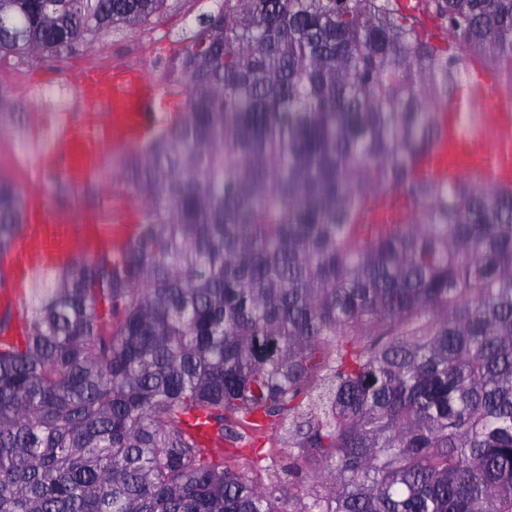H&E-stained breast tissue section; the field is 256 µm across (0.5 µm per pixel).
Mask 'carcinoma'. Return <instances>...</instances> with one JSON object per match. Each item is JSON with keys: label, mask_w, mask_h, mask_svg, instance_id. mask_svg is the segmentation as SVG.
I'll return each mask as SVG.
<instances>
[{"label": "carcinoma", "mask_w": 512, "mask_h": 512, "mask_svg": "<svg viewBox=\"0 0 512 512\" xmlns=\"http://www.w3.org/2000/svg\"><path fill=\"white\" fill-rule=\"evenodd\" d=\"M0 1V60L59 62L182 2ZM418 2L204 3L121 174L136 239L43 272L0 347V512H512V190L411 170L472 61L512 76V0ZM388 192L408 223L355 236ZM23 224L0 181V255Z\"/></svg>", "instance_id": "cac0c4a2"}]
</instances>
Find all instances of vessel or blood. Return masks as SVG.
<instances>
[{
  "label": "vessel or blood",
  "instance_id": "vessel-or-blood-1",
  "mask_svg": "<svg viewBox=\"0 0 512 512\" xmlns=\"http://www.w3.org/2000/svg\"><path fill=\"white\" fill-rule=\"evenodd\" d=\"M474 78L459 98L440 115V135L431 149L416 157V177L450 183L476 174L495 186H512V99L498 92L496 72L473 62ZM160 85L120 64L95 67L77 83L84 116L66 121L52 144L41 153L40 165L49 175L71 187L92 182L101 169L103 146L123 150L147 142L157 127L155 103ZM477 116V130L491 132L492 151L476 149L463 128ZM412 210L401 195L372 199L363 220L368 224H399ZM133 208L99 210L79 220L74 208L40 203L27 213V222L11 250L0 258V310L19 308L32 275L48 267L69 266L75 249L87 253L118 250L130 240Z\"/></svg>",
  "mask_w": 512,
  "mask_h": 512
}]
</instances>
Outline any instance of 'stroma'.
Masks as SVG:
<instances>
[{"instance_id":"stroma-1","label":"stroma","mask_w":512,"mask_h":512,"mask_svg":"<svg viewBox=\"0 0 512 512\" xmlns=\"http://www.w3.org/2000/svg\"><path fill=\"white\" fill-rule=\"evenodd\" d=\"M191 18L184 9L132 33L100 36L62 66L16 58L0 64V89L8 92L13 106L10 119L0 122V180L16 185L23 197L39 195L55 204H68L84 216L94 215L98 205L108 201L146 208V200L120 181L123 156L112 148H104L102 169L93 184L62 192L31 157L35 149L46 145L48 132L78 117L75 83L91 66L121 62L150 81L166 83L174 61L170 41L187 30ZM47 88L56 89L55 99L44 96Z\"/></svg>"}]
</instances>
